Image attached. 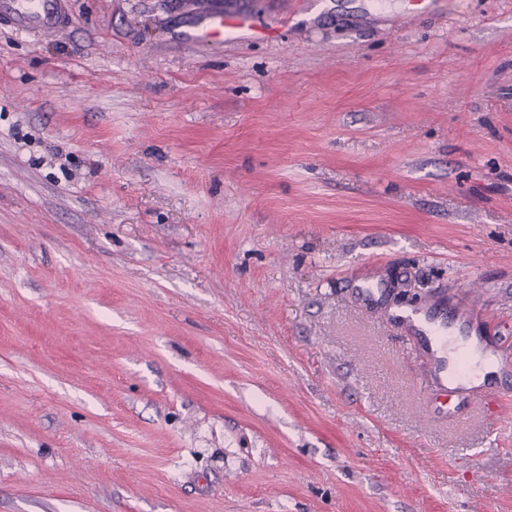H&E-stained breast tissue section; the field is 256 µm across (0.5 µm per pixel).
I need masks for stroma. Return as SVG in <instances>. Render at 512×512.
<instances>
[{"mask_svg": "<svg viewBox=\"0 0 512 512\" xmlns=\"http://www.w3.org/2000/svg\"><path fill=\"white\" fill-rule=\"evenodd\" d=\"M197 2L0 23V512H512V0ZM197 26L191 37L199 42L220 43L224 35L251 27L244 17L226 16L212 10L208 0L197 2ZM460 349H465L475 366V374L467 384L479 385L483 383L486 378H490L494 372V368L491 365L490 358L491 352L486 348L485 344L482 343L477 336L472 332V335L464 339L463 336L455 334V336H448V375L449 379L445 388L443 389L448 399H458L460 397L461 390L465 389L463 386L448 387V383H451L450 373L455 363L457 353Z\"/></svg>", "mask_w": 512, "mask_h": 512, "instance_id": "stroma-1", "label": "stroma"}]
</instances>
